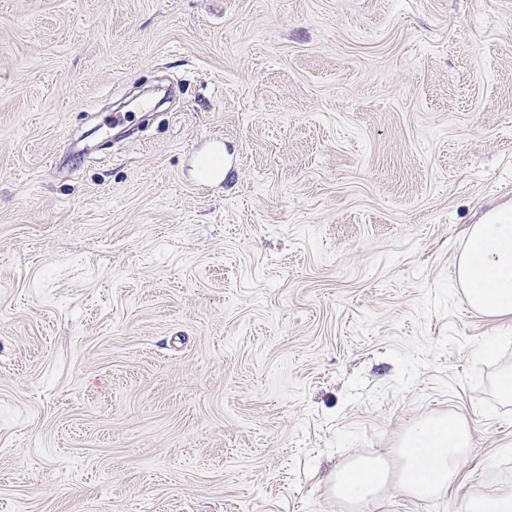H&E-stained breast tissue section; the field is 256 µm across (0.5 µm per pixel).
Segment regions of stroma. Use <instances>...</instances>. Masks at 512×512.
<instances>
[{
  "mask_svg": "<svg viewBox=\"0 0 512 512\" xmlns=\"http://www.w3.org/2000/svg\"><path fill=\"white\" fill-rule=\"evenodd\" d=\"M505 202L512 0H0V512H353L451 414L452 490L364 512L512 486V321L453 278ZM388 469L376 459L360 458L355 466L336 471L331 478L334 492L356 503H367L375 498L387 482Z\"/></svg>",
  "mask_w": 512,
  "mask_h": 512,
  "instance_id": "1",
  "label": "stroma"
}]
</instances>
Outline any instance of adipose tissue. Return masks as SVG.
<instances>
[{"label":"adipose tissue","mask_w":512,"mask_h":512,"mask_svg":"<svg viewBox=\"0 0 512 512\" xmlns=\"http://www.w3.org/2000/svg\"><path fill=\"white\" fill-rule=\"evenodd\" d=\"M456 282L475 311L492 319L512 320V205L501 208L495 219L471 226ZM472 453V436L463 417L418 422L400 440L397 484L416 499L441 496L456 484ZM387 479L382 463L361 458L355 466L337 470L331 484L340 497L367 503Z\"/></svg>","instance_id":"1"}]
</instances>
